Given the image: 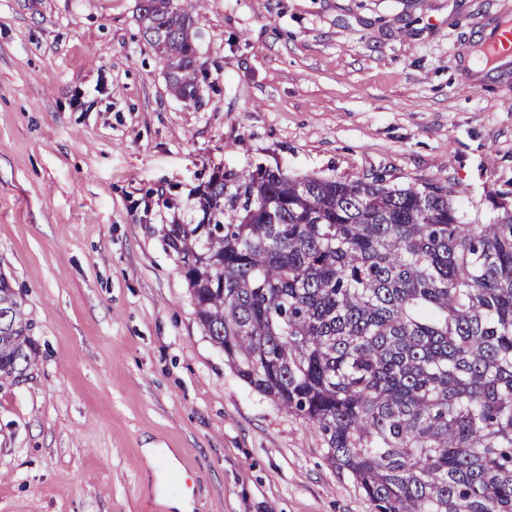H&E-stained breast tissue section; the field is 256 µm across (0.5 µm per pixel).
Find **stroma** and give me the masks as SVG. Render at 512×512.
Wrapping results in <instances>:
<instances>
[{
  "label": "stroma",
  "mask_w": 512,
  "mask_h": 512,
  "mask_svg": "<svg viewBox=\"0 0 512 512\" xmlns=\"http://www.w3.org/2000/svg\"><path fill=\"white\" fill-rule=\"evenodd\" d=\"M141 0H0V274L35 366L0 386V512H372L305 419L241 381L161 233L217 171L448 186L512 208V0H200L198 101ZM487 50L492 54L512 53V19H506L486 39Z\"/></svg>",
  "instance_id": "1"
}]
</instances>
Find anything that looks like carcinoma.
<instances>
[{"label": "carcinoma", "instance_id": "obj_1", "mask_svg": "<svg viewBox=\"0 0 512 512\" xmlns=\"http://www.w3.org/2000/svg\"><path fill=\"white\" fill-rule=\"evenodd\" d=\"M197 2L139 15L191 100ZM451 196L223 172L162 228L236 376L307 419L372 512H512V211L465 224ZM31 331L0 274V384L35 364Z\"/></svg>", "mask_w": 512, "mask_h": 512}]
</instances>
